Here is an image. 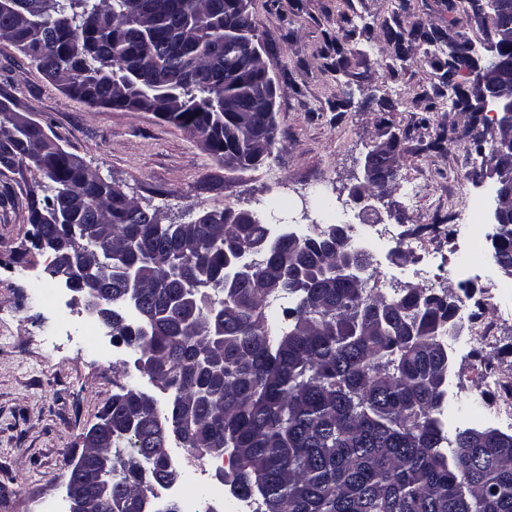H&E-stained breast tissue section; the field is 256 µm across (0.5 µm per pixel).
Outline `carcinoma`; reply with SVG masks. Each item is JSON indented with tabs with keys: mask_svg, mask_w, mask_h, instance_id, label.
<instances>
[{
	"mask_svg": "<svg viewBox=\"0 0 512 512\" xmlns=\"http://www.w3.org/2000/svg\"><path fill=\"white\" fill-rule=\"evenodd\" d=\"M238 0H10L0 8V41L14 45L70 96L90 106L134 105L164 112L179 103L188 133L208 134L219 159L249 163L254 137L277 143L274 113L252 96L256 75L224 66L246 55L255 33ZM410 32L386 27L397 56L404 34L434 47L432 67L448 88V107L476 110L472 93L455 81L475 62L474 43L455 30ZM235 99L251 115L224 111ZM39 125L11 130L0 123V169L33 167L32 238L60 234L55 214L71 224H103L90 241L105 267L100 303L112 327L145 357L143 373L168 391L165 405L119 386L99 418L112 441L91 454L111 458L102 482L112 503L92 512H141L144 483L171 481L178 464L166 451L167 427L189 441L193 454L218 460L236 452L222 475L234 498L260 503L257 512H512V451L479 430L443 421L448 385V319L456 301L426 288L373 295L336 274L347 261L370 265L365 250L331 244L334 224H314L302 239L274 242L273 227L252 217L226 224V207L207 210L185 227L160 220L90 170ZM45 192L35 199L37 190ZM240 251L251 270L228 283L224 265ZM495 266L512 263V224L500 229ZM152 271L153 287L126 309L133 286L121 269ZM290 295L293 322L270 334L269 299ZM149 321L145 336L137 321Z\"/></svg>",
	"mask_w": 512,
	"mask_h": 512,
	"instance_id": "cac0c4a2",
	"label": "carcinoma"
}]
</instances>
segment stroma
<instances>
[{
	"label": "stroma",
	"mask_w": 512,
	"mask_h": 512,
	"mask_svg": "<svg viewBox=\"0 0 512 512\" xmlns=\"http://www.w3.org/2000/svg\"><path fill=\"white\" fill-rule=\"evenodd\" d=\"M248 0L261 59L274 79L278 131L272 155L257 167L226 169L185 130L143 110L91 107L67 94L13 45L0 41V91L9 94L63 149L100 176L159 210L167 221L187 223L203 209L227 207L261 222L306 229L347 224L377 272L371 286L384 295L429 288L472 305L504 276L482 247L468 274H459L448 244L457 216L472 211L484 237L494 232V181L474 150L473 131L490 132L491 112H463L439 104L426 112L437 76L416 40L398 61L381 25L422 24L457 29L491 56L490 22L464 0ZM352 39L343 33L350 24ZM344 50L352 96L336 83L337 50ZM450 127L443 147L427 149L438 126ZM397 136L399 172L379 203V219H360L352 192L364 182V162L375 145ZM38 174L0 172V512H66L67 464L84 451L85 436L122 380L166 402L135 366L124 342L73 303L47 267L48 254L31 240L28 195ZM403 224H396V217ZM419 235L442 253L430 278L418 270V250L379 237L376 223ZM491 318L495 342L485 348L462 335L453 341L448 426L512 425L489 416L493 396L483 391L481 369L491 361L512 370V299ZM124 362L125 377L115 372Z\"/></svg>",
	"instance_id": "obj_1"
}]
</instances>
